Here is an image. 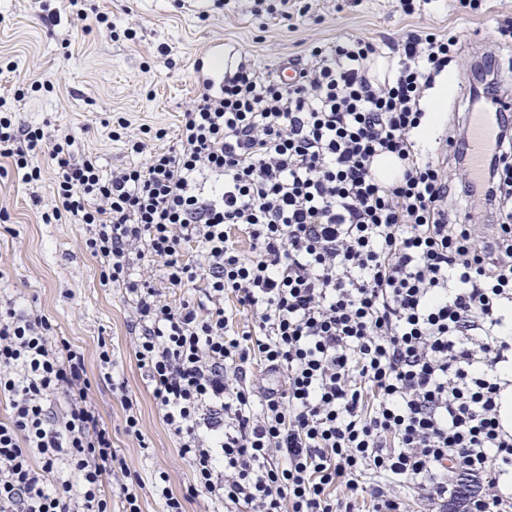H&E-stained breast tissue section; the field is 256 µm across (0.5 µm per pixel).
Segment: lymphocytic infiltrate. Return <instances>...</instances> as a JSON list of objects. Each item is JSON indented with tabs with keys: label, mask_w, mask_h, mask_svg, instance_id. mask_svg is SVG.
<instances>
[{
	"label": "lymphocytic infiltrate",
	"mask_w": 512,
	"mask_h": 512,
	"mask_svg": "<svg viewBox=\"0 0 512 512\" xmlns=\"http://www.w3.org/2000/svg\"><path fill=\"white\" fill-rule=\"evenodd\" d=\"M413 33L394 74L360 37L296 56V84L254 69L198 91L172 145L102 173L66 132L17 123L0 98V155L54 175L53 220L85 224L103 286L131 300L135 359L192 477L226 512H402L394 487L446 498L480 477L467 512H512L501 391L512 385V121L479 176L421 159L423 91L457 50ZM388 156L401 175L382 179ZM462 175L451 180L449 168ZM498 218L494 241L472 211ZM250 241L240 251L235 232ZM201 287L199 301L166 293ZM235 298L252 320L235 331ZM260 361L266 375L251 371ZM0 512H142L141 479L112 448L83 350L0 304ZM63 399L54 415L50 402Z\"/></svg>",
	"instance_id": "lymphocytic-infiltrate-1"
}]
</instances>
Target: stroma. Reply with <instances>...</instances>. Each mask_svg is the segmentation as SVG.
I'll use <instances>...</instances> for the list:
<instances>
[{"mask_svg": "<svg viewBox=\"0 0 512 512\" xmlns=\"http://www.w3.org/2000/svg\"><path fill=\"white\" fill-rule=\"evenodd\" d=\"M404 14L396 0H294L288 18H272L254 0H88V13H107L110 26L83 25L68 16L53 23L40 18L38 0H0V62H15V73L0 77V96L11 98L26 78L49 82L50 91L25 98L18 120L43 128L46 137L69 131L76 156H96L103 171L145 162L129 153L110 132L117 118L142 134L148 148L160 147L154 133L175 138L197 88L192 59L212 40L242 55L248 64L273 72L280 61L304 53L316 42L357 36L401 45L413 32L445 31L457 37L461 57L446 67L448 109L461 112L466 98L458 82L472 74V55L491 49L512 60L496 21L512 16V0H415ZM130 27L133 39H114L111 26ZM167 53H159V46ZM51 172L26 183L0 157V300L41 311L85 353L94 378V399L112 431V446L142 478V512H161L151 483L159 472L174 476L172 488L185 494L191 475L178 439L165 425L151 385L134 358L132 304L100 283L101 266L83 247L82 224H46L54 206ZM112 352L113 382L136 399L142 440L124 430L125 410L113 382L98 377L100 344Z\"/></svg>", "mask_w": 512, "mask_h": 512, "instance_id": "1", "label": "stroma"}]
</instances>
